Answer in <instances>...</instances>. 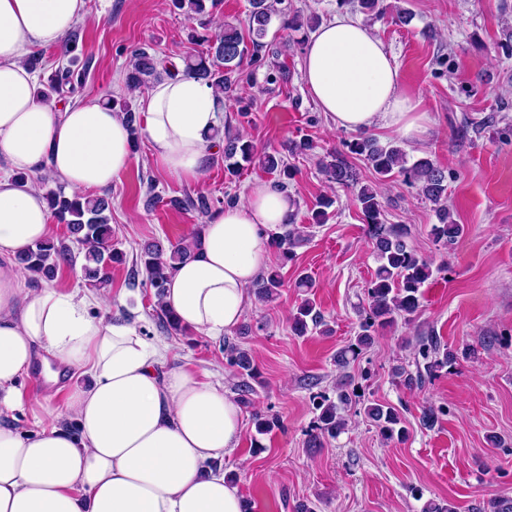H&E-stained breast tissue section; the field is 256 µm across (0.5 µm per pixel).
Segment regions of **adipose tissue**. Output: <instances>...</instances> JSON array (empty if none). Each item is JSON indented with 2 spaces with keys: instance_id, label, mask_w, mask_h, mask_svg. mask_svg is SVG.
Wrapping results in <instances>:
<instances>
[{
  "instance_id": "ef3b65f1",
  "label": "adipose tissue",
  "mask_w": 512,
  "mask_h": 512,
  "mask_svg": "<svg viewBox=\"0 0 512 512\" xmlns=\"http://www.w3.org/2000/svg\"><path fill=\"white\" fill-rule=\"evenodd\" d=\"M87 15L86 0H0V157L9 164L0 175V404L20 403L16 382L35 366L52 385L58 368L71 374L47 427L25 435L0 423V512H243L224 475L242 429L236 398L202 372L161 369L165 346L125 320L91 315L110 296L30 290L16 262L51 233L38 176L85 192L111 187L134 162L120 115L98 101L62 109L42 100L26 63L33 48L56 46ZM303 80L336 128H390L410 140L427 131L428 113L401 92L382 40L350 14L311 35ZM145 101L154 164L200 180L220 125L213 88L178 75L150 87ZM294 210L292 194L264 182L214 209L163 306L221 342L247 311L271 233Z\"/></svg>"
}]
</instances>
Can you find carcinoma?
I'll return each mask as SVG.
<instances>
[{
    "instance_id": "1",
    "label": "carcinoma",
    "mask_w": 512,
    "mask_h": 512,
    "mask_svg": "<svg viewBox=\"0 0 512 512\" xmlns=\"http://www.w3.org/2000/svg\"><path fill=\"white\" fill-rule=\"evenodd\" d=\"M216 0H172L174 7L189 14L207 13V2ZM284 0H251V10L247 19V32L250 45H245L244 37L236 25L226 22L219 30L209 23H200V30L191 35L193 43L205 50L184 58V73L208 83L218 99L232 98L238 87L252 80L254 72L267 67V80L277 81L281 66L268 60L263 51L271 50V56L279 55L273 43L266 42L269 26L276 15L289 13L281 7ZM283 28L302 32L299 42L307 38V31L315 28L312 21L302 20L299 12L285 19ZM133 60L125 73V84L134 89L144 90L148 84L170 76V70L163 61L145 48L132 52ZM87 69L76 70L72 66H62L52 72L40 93L50 97L51 93L73 94L85 80ZM120 113L129 128L132 141H137L141 129V119L136 112L124 104ZM216 136L224 141V172L235 177L245 165L256 164L269 173L278 175L277 185L286 188L293 171L277 151L258 153L251 141L230 128L217 129ZM349 152L361 156L370 164L376 175L388 178L399 174L403 180L416 187L422 196L433 206L438 223L432 225L434 240L447 248L456 243L464 233V225L458 224L448 206V174L427 157L408 163L404 150L388 144L385 146L372 138H360L346 144ZM321 168L328 181L347 189H357L355 201L359 206L368 233L373 241L378 262L374 277L367 288L369 313L360 325L355 342L336 353V365L345 368L360 352L370 346L380 329L390 328L398 318L409 321L419 307L420 288L433 276L432 265L419 256L409 245V232L402 224L384 222V205L377 192L368 185H358L356 173L347 160L336 152H330L321 162ZM48 208L57 221L66 225L69 237L82 246V275L87 285L100 290L112 280V267L125 263L126 256L112 246L111 206L104 196L75 194L69 196L62 186L49 188L45 192ZM173 207H188L206 216L213 210V202L203 194L187 196L182 200L169 201ZM287 230L275 240L283 261L294 259V249L306 241L303 227L288 222ZM193 254L192 244L185 240L179 243L163 244L159 240L144 243L139 261L146 271L145 284L155 297L162 296L170 274L178 264ZM72 261L68 245L46 240L36 244L18 257V263L36 280L51 281L62 265ZM284 280L280 269L273 268L263 274L256 284V295L263 301H272L279 295ZM322 323V316L315 305L306 298L292 315V330L298 335L308 332L309 326ZM224 358L229 367L236 369L241 377L237 392L242 402L249 401L254 392L249 380L255 378V370L248 352L238 345L227 343L223 348ZM418 354L427 361V369L438 371L455 362L456 356L450 350L440 352L438 342L430 337L421 341ZM320 414L314 439L328 434L335 436L345 427V420L334 403H318ZM364 413L387 440L404 441L408 431L394 410L383 404L372 402L364 407ZM474 512H512V499L493 498L473 507Z\"/></svg>"
}]
</instances>
